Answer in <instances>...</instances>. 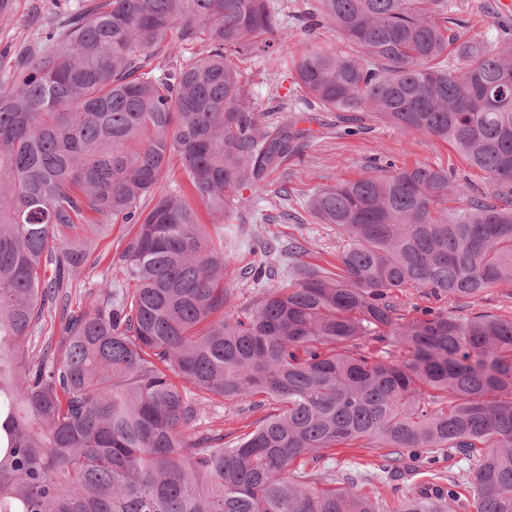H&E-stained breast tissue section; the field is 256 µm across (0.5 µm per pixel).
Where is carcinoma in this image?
Here are the masks:
<instances>
[{
    "label": "carcinoma",
    "mask_w": 512,
    "mask_h": 512,
    "mask_svg": "<svg viewBox=\"0 0 512 512\" xmlns=\"http://www.w3.org/2000/svg\"><path fill=\"white\" fill-rule=\"evenodd\" d=\"M320 14L309 28L343 45L303 46L298 90L453 146L487 190L425 162L324 185L305 207L346 239L338 273L299 263L237 310L234 282L274 273L283 247L230 268L191 199L232 219L242 188L309 136L261 121L238 66L275 45L272 0L74 14L0 83V512H384L358 476L336 486V448L379 452L389 477L410 460L430 474L396 512H512V318L478 309L512 283V30L460 40L454 0H321ZM174 34L200 52L157 76ZM175 161L186 186L168 192ZM118 221L136 231L115 278L71 309L73 275ZM406 288L470 311L410 317L394 302ZM57 303L58 342L25 348ZM215 399L261 417L215 429ZM441 454L476 465L444 479Z\"/></svg>",
    "instance_id": "carcinoma-1"
}]
</instances>
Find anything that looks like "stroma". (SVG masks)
Returning a JSON list of instances; mask_svg holds the SVG:
<instances>
[{
	"instance_id": "35a3bbf8",
	"label": "stroma",
	"mask_w": 512,
	"mask_h": 512,
	"mask_svg": "<svg viewBox=\"0 0 512 512\" xmlns=\"http://www.w3.org/2000/svg\"><path fill=\"white\" fill-rule=\"evenodd\" d=\"M99 0H0V82L10 80L17 70L22 52H36L47 46L49 36L61 31L65 20L80 6L87 8ZM285 15L277 48L279 55L290 57L300 48L304 33L298 17L318 14L319 0H277ZM463 16L469 18L467 36L491 38L507 27L512 29V13H487L488 0H455ZM278 55V56H279ZM276 58V57H275ZM267 56L246 62L249 93L268 122L298 121L310 129L311 138L297 155L284 159L265 178L267 188L258 194L242 191V203L231 231L224 234V249L232 266L253 259L259 239H298L305 251L286 257V264L301 261L333 270L336 253L344 241L335 229L315 223L304 206L305 195L315 188L373 174L375 166L386 163L406 167L423 161L454 168L478 190L486 180L481 170L471 167L451 145L408 131H398L371 116H364L362 128L354 135L338 127L336 115L323 111L309 98L297 93L294 75ZM289 220H282V212ZM130 224H114L109 235L97 239L92 255L74 279L70 290L72 305L89 307L98 285L111 278L110 260L118 255L133 233Z\"/></svg>"
}]
</instances>
